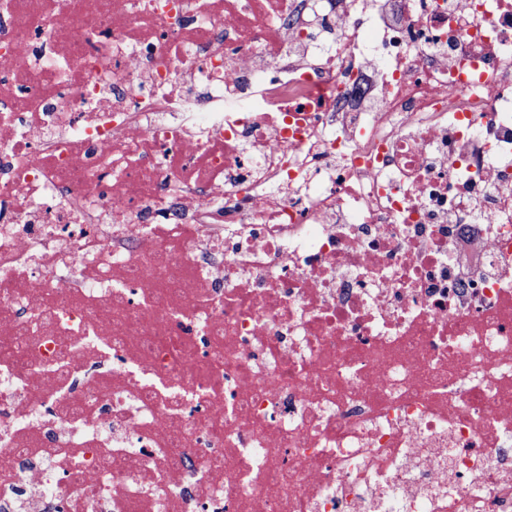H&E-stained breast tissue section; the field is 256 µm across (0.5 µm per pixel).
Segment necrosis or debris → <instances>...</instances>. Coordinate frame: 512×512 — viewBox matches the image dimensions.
Instances as JSON below:
<instances>
[{
    "label": "necrosis or debris",
    "instance_id": "4bbe7bcc",
    "mask_svg": "<svg viewBox=\"0 0 512 512\" xmlns=\"http://www.w3.org/2000/svg\"><path fill=\"white\" fill-rule=\"evenodd\" d=\"M0 512H512V0H0Z\"/></svg>",
    "mask_w": 512,
    "mask_h": 512
}]
</instances>
